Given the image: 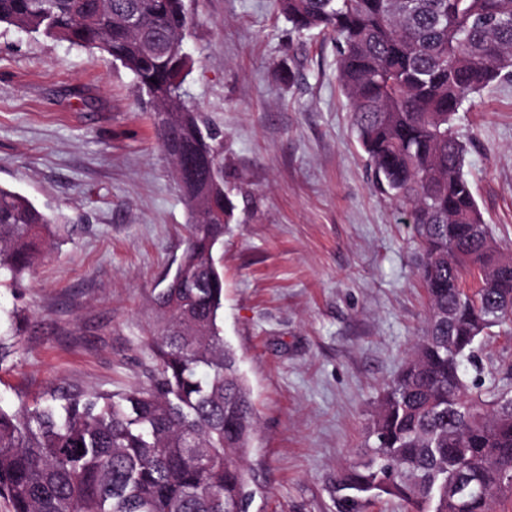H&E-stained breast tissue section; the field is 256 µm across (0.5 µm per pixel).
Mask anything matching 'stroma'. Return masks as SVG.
I'll return each mask as SVG.
<instances>
[{"instance_id":"stroma-1","label":"stroma","mask_w":512,"mask_h":512,"mask_svg":"<svg viewBox=\"0 0 512 512\" xmlns=\"http://www.w3.org/2000/svg\"><path fill=\"white\" fill-rule=\"evenodd\" d=\"M184 104L224 141L233 216L220 251L224 340L257 414L249 512H338L383 389L427 314L412 225L373 186L336 80V44L275 0H185ZM131 71L97 49L0 26V185L63 215L71 237L0 290L21 311L0 399L60 383L145 382L151 297L190 213ZM464 174L512 256V80L456 114Z\"/></svg>"}]
</instances>
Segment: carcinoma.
Instances as JSON below:
<instances>
[{
	"instance_id": "1",
	"label": "carcinoma",
	"mask_w": 512,
	"mask_h": 512,
	"mask_svg": "<svg viewBox=\"0 0 512 512\" xmlns=\"http://www.w3.org/2000/svg\"><path fill=\"white\" fill-rule=\"evenodd\" d=\"M300 34L336 42V70L378 192L408 212L422 251L423 334L384 388L368 461L336 476L340 512L387 498L406 512H492L512 497V384L479 382L482 340L512 324V258L492 238L454 131L463 103L512 75V0H278ZM138 18L131 30L125 18ZM121 62L155 103L158 140L191 214L172 278L155 293L145 385L53 386L0 404V498L12 512H248L256 410L224 343L216 256L232 204L224 144L181 100L184 0H0V25ZM65 223L0 186V285L19 284ZM0 370L21 314L5 312ZM475 367L467 384L461 366ZM459 478L476 493L456 502Z\"/></svg>"
}]
</instances>
